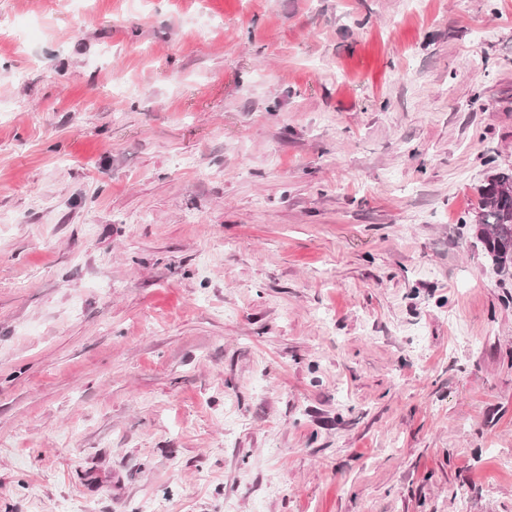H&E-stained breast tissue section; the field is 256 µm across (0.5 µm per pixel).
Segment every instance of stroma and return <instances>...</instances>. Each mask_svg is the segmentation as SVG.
Listing matches in <instances>:
<instances>
[{
    "label": "stroma",
    "mask_w": 512,
    "mask_h": 512,
    "mask_svg": "<svg viewBox=\"0 0 512 512\" xmlns=\"http://www.w3.org/2000/svg\"><path fill=\"white\" fill-rule=\"evenodd\" d=\"M510 171L512 0H0V512H512ZM477 193L476 238L495 273L512 275V173L491 175Z\"/></svg>",
    "instance_id": "35a3bbf8"
}]
</instances>
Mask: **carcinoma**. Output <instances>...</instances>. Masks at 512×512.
Masks as SVG:
<instances>
[{"label":"carcinoma","mask_w":512,"mask_h":512,"mask_svg":"<svg viewBox=\"0 0 512 512\" xmlns=\"http://www.w3.org/2000/svg\"><path fill=\"white\" fill-rule=\"evenodd\" d=\"M477 193L476 238L493 270L512 275V173L490 176Z\"/></svg>","instance_id":"carcinoma-1"}]
</instances>
